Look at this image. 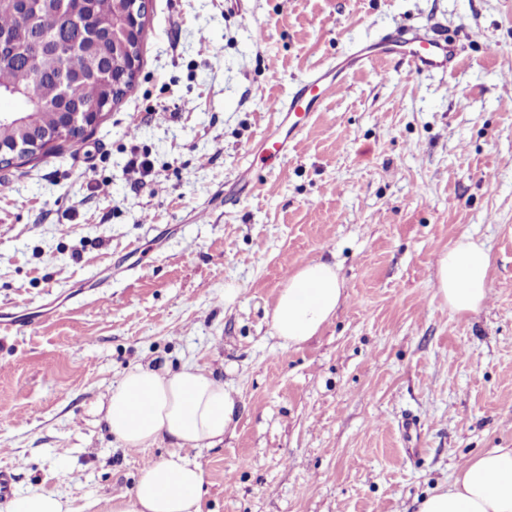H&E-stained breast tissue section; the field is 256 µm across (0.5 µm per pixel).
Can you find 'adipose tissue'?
I'll list each match as a JSON object with an SVG mask.
<instances>
[{
  "label": "adipose tissue",
  "mask_w": 512,
  "mask_h": 512,
  "mask_svg": "<svg viewBox=\"0 0 512 512\" xmlns=\"http://www.w3.org/2000/svg\"><path fill=\"white\" fill-rule=\"evenodd\" d=\"M491 257L483 242L461 237L438 254V294L457 313L478 312L488 293ZM344 293L336 265L301 264L288 277L270 311L274 334L295 347L317 336ZM240 395L193 362L174 370L140 364L124 371L106 395L104 421L127 450L170 439L198 448L223 441L237 424ZM203 472L177 453L144 466L131 492L112 496L108 512H202ZM417 512H512V448H492L471 459L453 482L423 498Z\"/></svg>",
  "instance_id": "obj_1"
}]
</instances>
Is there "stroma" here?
Masks as SVG:
<instances>
[{"instance_id":"35a3bbf8","label":"stroma","mask_w":512,"mask_h":512,"mask_svg":"<svg viewBox=\"0 0 512 512\" xmlns=\"http://www.w3.org/2000/svg\"><path fill=\"white\" fill-rule=\"evenodd\" d=\"M436 22L464 48L448 80L375 62L264 165L255 147L295 82ZM134 155L152 165L139 186ZM249 166L276 191L243 185ZM464 235L491 267L462 316L434 263ZM311 259L339 266L346 299L288 348L268 313ZM16 313L38 320L0 329L13 493L106 512L178 452L203 470L202 512H415L476 454L512 448V0H149L134 88L82 143L0 168V319ZM188 360L238 389L234 434L115 444L102 395L132 365Z\"/></svg>"}]
</instances>
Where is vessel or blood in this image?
<instances>
[{"label": "vessel or blood", "mask_w": 512, "mask_h": 512, "mask_svg": "<svg viewBox=\"0 0 512 512\" xmlns=\"http://www.w3.org/2000/svg\"><path fill=\"white\" fill-rule=\"evenodd\" d=\"M460 55L461 50L454 40L418 27L394 28L359 43L348 54L313 70L294 87L287 100L276 104L275 110L282 117L281 129L276 135L261 139L258 153L287 158L289 146L302 135L323 100L341 90L350 73L374 61L397 58L406 62L413 73L448 75L457 68Z\"/></svg>", "instance_id": "obj_1"}]
</instances>
